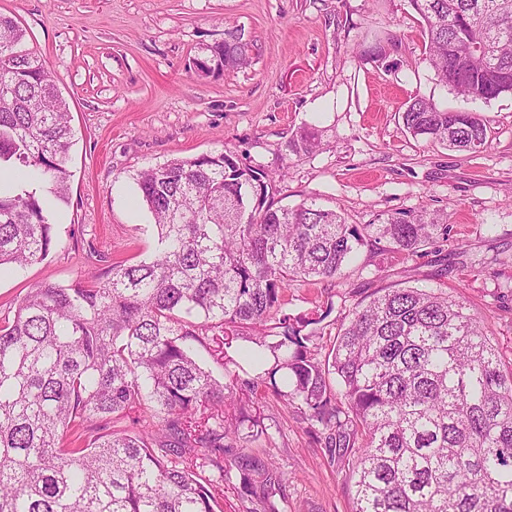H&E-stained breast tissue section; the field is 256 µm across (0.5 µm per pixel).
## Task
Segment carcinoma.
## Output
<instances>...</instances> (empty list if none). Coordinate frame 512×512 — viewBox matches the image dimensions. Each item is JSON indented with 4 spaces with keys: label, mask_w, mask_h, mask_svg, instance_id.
<instances>
[{
    "label": "carcinoma",
    "mask_w": 512,
    "mask_h": 512,
    "mask_svg": "<svg viewBox=\"0 0 512 512\" xmlns=\"http://www.w3.org/2000/svg\"><path fill=\"white\" fill-rule=\"evenodd\" d=\"M437 81L487 103L512 95V0H409ZM25 32L0 15V267L56 247L74 132ZM205 74L240 68L249 45L207 48ZM415 137L477 153L486 122L418 94L401 113ZM303 126L287 150L307 155ZM233 177H226V170ZM157 230L154 255L110 276L30 291L0 319V512H216L230 481L279 512L282 474L248 453L269 435L273 395L322 427L352 460V512H512V363L488 323L434 288H380L358 300L318 357L322 318L291 315L288 288L334 278L359 247L423 255L451 238L420 211L353 225L315 203L269 202L276 179L227 152L137 174ZM269 362L251 377L239 341ZM219 356L217 378L193 345Z\"/></svg>",
    "instance_id": "carcinoma-1"
}]
</instances>
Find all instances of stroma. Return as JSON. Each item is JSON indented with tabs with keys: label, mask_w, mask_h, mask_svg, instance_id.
<instances>
[{
	"label": "stroma",
	"mask_w": 512,
	"mask_h": 512,
	"mask_svg": "<svg viewBox=\"0 0 512 512\" xmlns=\"http://www.w3.org/2000/svg\"><path fill=\"white\" fill-rule=\"evenodd\" d=\"M0 14L56 76L75 131L60 243L44 261L0 272V315L42 283L151 258L157 231L137 174L227 150L239 165L282 172L276 205L313 201L350 224L442 210L466 245L412 259L365 253L335 279L295 283L288 311L324 313L321 346L358 299L408 282L464 297L512 360V96L467 104L439 86L408 0H0ZM229 32L249 42L248 65L198 72L194 59ZM388 37L380 60L356 55L357 44ZM415 93L480 113L488 147L467 154L412 137L399 114ZM304 125L321 130L322 145L290 155L286 143ZM494 256L498 276L481 267ZM264 413L270 437L250 453L282 472L280 512H352L347 460L294 408L271 399Z\"/></svg>",
	"instance_id": "35a3bbf8"
}]
</instances>
